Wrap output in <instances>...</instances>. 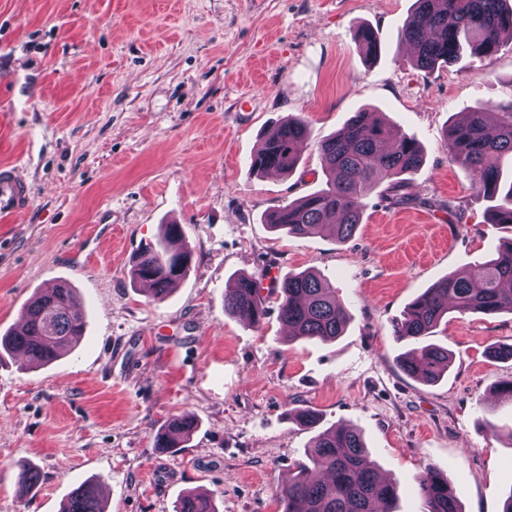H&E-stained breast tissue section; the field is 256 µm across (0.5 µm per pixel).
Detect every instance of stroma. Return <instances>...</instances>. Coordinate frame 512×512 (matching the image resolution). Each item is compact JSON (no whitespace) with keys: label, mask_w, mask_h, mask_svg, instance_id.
Masks as SVG:
<instances>
[{"label":"stroma","mask_w":512,"mask_h":512,"mask_svg":"<svg viewBox=\"0 0 512 512\" xmlns=\"http://www.w3.org/2000/svg\"><path fill=\"white\" fill-rule=\"evenodd\" d=\"M414 0H0V165L31 189L29 209L0 219V335L38 290L66 281L87 313L66 356L27 369L0 356V512H60L96 482L106 512H175L188 492L218 512H279L277 493L311 438L289 415L362 430L398 512H422L412 478L432 464L464 512H502L512 490V313L450 316L430 341L452 364L433 385L399 367L394 326L444 277L491 255L505 231L444 136L461 113L512 102V40L489 58L419 70L399 32ZM377 30V59L353 33ZM384 113L425 162L416 205L380 191L343 243L273 231L272 209L317 190L318 143L353 112ZM309 139L288 175L250 173L252 154L286 116ZM455 212H448L447 202ZM182 225L190 269L154 300L132 283L140 247ZM304 270L348 310L336 341L293 339L269 283ZM261 288L257 325L224 314L238 275ZM196 420L177 452L154 448L172 418ZM497 435H490L487 424ZM42 475L16 484L20 462Z\"/></svg>","instance_id":"obj_1"}]
</instances>
